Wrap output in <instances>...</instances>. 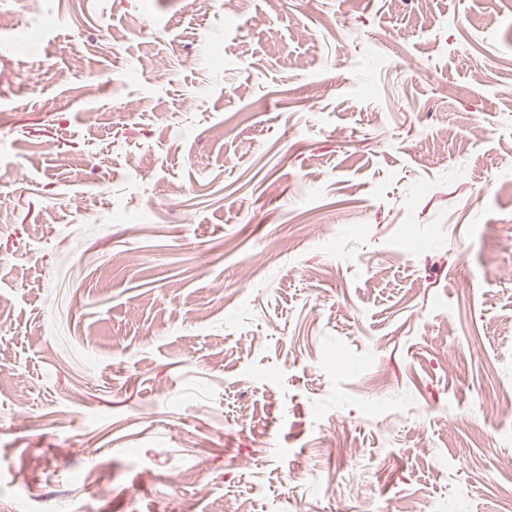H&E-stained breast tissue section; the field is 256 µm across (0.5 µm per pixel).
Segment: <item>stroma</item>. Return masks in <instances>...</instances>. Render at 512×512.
<instances>
[{
    "label": "stroma",
    "mask_w": 512,
    "mask_h": 512,
    "mask_svg": "<svg viewBox=\"0 0 512 512\" xmlns=\"http://www.w3.org/2000/svg\"><path fill=\"white\" fill-rule=\"evenodd\" d=\"M0 16V503L512 506V0Z\"/></svg>",
    "instance_id": "1"
}]
</instances>
